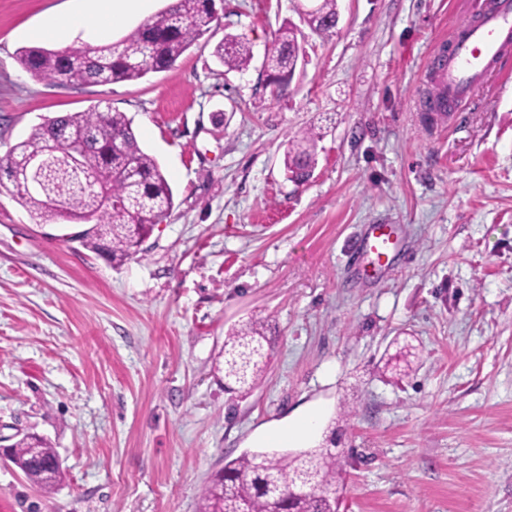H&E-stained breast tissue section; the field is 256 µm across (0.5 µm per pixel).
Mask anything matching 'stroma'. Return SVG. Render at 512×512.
I'll return each mask as SVG.
<instances>
[{
  "instance_id": "stroma-1",
  "label": "stroma",
  "mask_w": 512,
  "mask_h": 512,
  "mask_svg": "<svg viewBox=\"0 0 512 512\" xmlns=\"http://www.w3.org/2000/svg\"><path fill=\"white\" fill-rule=\"evenodd\" d=\"M468 0H337L314 32L296 0H216L222 25L169 71L112 85L29 77L17 52L79 0H0V157L45 119L107 102L174 194L144 258L0 188V448L34 433L50 494L0 461V512H197L225 456L268 450L306 413L341 455L340 512H512V64L426 121L428 70ZM303 57L271 84L284 21ZM252 59L230 70L224 35ZM315 128L317 164L284 153ZM374 224L399 250L372 269ZM267 317L249 394L224 387L228 331ZM216 59L230 70H242L251 61V49L244 37L227 35L213 52ZM320 133L313 129L297 133L288 142L284 165L288 179L295 184H303L311 176L309 171L315 168L316 147Z\"/></svg>"
}]
</instances>
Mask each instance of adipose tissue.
Segmentation results:
<instances>
[{
  "mask_svg": "<svg viewBox=\"0 0 512 512\" xmlns=\"http://www.w3.org/2000/svg\"><path fill=\"white\" fill-rule=\"evenodd\" d=\"M151 0H86L83 11L65 18L55 17L45 22L43 30L53 38H64L74 27L98 33L103 21L119 23L128 17H144L150 10Z\"/></svg>",
  "mask_w": 512,
  "mask_h": 512,
  "instance_id": "adipose-tissue-1",
  "label": "adipose tissue"
}]
</instances>
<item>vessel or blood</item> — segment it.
<instances>
[{
    "label": "vessel or blood",
    "instance_id": "1",
    "mask_svg": "<svg viewBox=\"0 0 512 512\" xmlns=\"http://www.w3.org/2000/svg\"><path fill=\"white\" fill-rule=\"evenodd\" d=\"M512 43V0H493L485 6L478 23L463 27L456 39L455 50L448 63L433 67L438 92L448 99L470 98L486 76L492 62L502 58ZM394 243V229L377 224L371 229L365 247L377 264H385Z\"/></svg>",
    "mask_w": 512,
    "mask_h": 512
}]
</instances>
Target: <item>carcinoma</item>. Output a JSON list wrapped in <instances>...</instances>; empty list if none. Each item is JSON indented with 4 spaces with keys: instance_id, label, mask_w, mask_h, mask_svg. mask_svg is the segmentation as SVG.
<instances>
[{
    "instance_id": "cac0c4a2",
    "label": "carcinoma",
    "mask_w": 512,
    "mask_h": 512,
    "mask_svg": "<svg viewBox=\"0 0 512 512\" xmlns=\"http://www.w3.org/2000/svg\"><path fill=\"white\" fill-rule=\"evenodd\" d=\"M337 0H316L305 17L317 32L332 29ZM215 0H172L116 42L86 43L63 50L22 47L17 61L28 75L60 85H111L137 81L172 69L200 38L221 25ZM300 55L294 26L278 29L267 56L269 76H290ZM214 56L230 70L251 61L248 42L226 36ZM320 133L308 129L288 142L284 165L288 179L303 184L316 164ZM33 158L44 160L40 183L23 174ZM14 176L0 179L38 218H63L96 224L80 235L84 245L116 264L144 252L142 242L174 207L173 190L158 161L140 147L123 112L95 105L85 112L45 120L0 157ZM266 319L253 317L224 338V384L250 392L261 379L268 357ZM12 463L46 492L58 480L46 467L57 454L44 438L30 436L11 448ZM339 455L317 446L294 453L244 452L224 458L202 493L198 512H339L336 478Z\"/></svg>"
}]
</instances>
